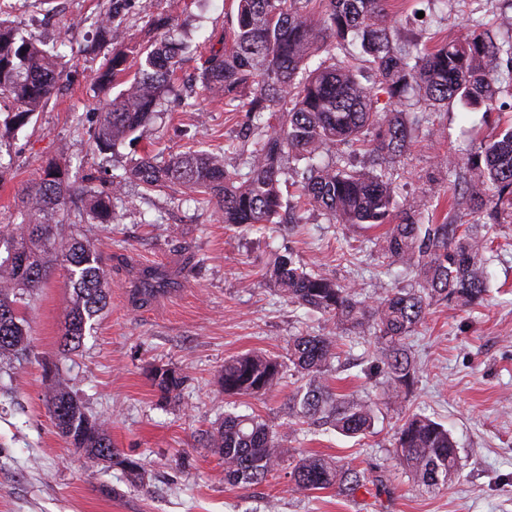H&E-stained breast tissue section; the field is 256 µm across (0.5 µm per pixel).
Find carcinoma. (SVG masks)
Wrapping results in <instances>:
<instances>
[{"instance_id":"1","label":"carcinoma","mask_w":512,"mask_h":512,"mask_svg":"<svg viewBox=\"0 0 512 512\" xmlns=\"http://www.w3.org/2000/svg\"><path fill=\"white\" fill-rule=\"evenodd\" d=\"M109 2L98 21L104 39L112 42V56L104 58L97 77L103 89L127 70L120 45L132 0ZM310 2L237 0L236 22L224 33V47L210 51L202 64V91L250 118L255 140L244 161L245 174L228 169L220 153L189 150L163 162L146 155L112 177L106 190L74 187L56 163L24 189L15 214L0 225V241L14 248L13 254L0 256L1 358L28 356L18 304L44 287L54 267L65 271L74 293L59 341L62 354L81 347L107 304L101 255L80 234L58 231L59 216L74 196L84 197L88 215L100 224L114 223L129 181L147 192L182 189L211 205L226 224H271L283 207L299 206L282 190V160L288 156L305 163L300 197L321 208L329 223L389 225L381 256L413 274L416 287L396 289L369 304L355 286L304 269L293 254L277 258L266 273L269 286L289 303L328 316L334 326L328 334L288 341V361L301 384L288 397L287 425L328 424L350 437L372 429L370 395L345 397L323 382L344 337L374 339L384 398L406 401L419 372L408 338L431 301L442 298L470 307L483 300L489 288V246L482 234H459L457 224H419L398 209L387 164L406 151L419 118L395 115L380 106V99H411L428 109L456 100L486 120L497 106H505L502 97L512 99V25L493 27L473 16L465 37L423 53L391 24L388 0H319L316 12L303 9ZM329 46L344 51V58L331 64L315 61ZM185 50L166 37L143 50L133 82L100 113L92 133L99 148L115 147L152 119ZM61 89L56 56L0 21V111L7 112L6 125H25ZM479 129L474 125L461 167L466 190L455 196V206L464 204L493 224H511L512 123L487 135ZM341 145L375 154L379 170H352L341 155L325 160ZM44 372L52 422L69 446L93 467H119L137 475L141 466L112 446L106 420L86 412L69 379L56 367ZM149 375L164 402L183 388L184 378L171 368L154 367ZM281 375L278 359L250 352L224 363L219 384L228 397H259ZM282 441L281 432L265 420L226 411L202 447L224 460V482L253 484L280 466L286 453ZM392 453L396 465L431 493L447 487L457 472L458 448L448 429L420 413L401 418ZM368 483L366 471L315 453L294 457L288 475V491L295 493L334 487L348 496Z\"/></svg>"}]
</instances>
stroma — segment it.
<instances>
[{
  "mask_svg": "<svg viewBox=\"0 0 512 512\" xmlns=\"http://www.w3.org/2000/svg\"><path fill=\"white\" fill-rule=\"evenodd\" d=\"M108 7L109 0H29L25 9L5 14L25 36L57 51L65 87L23 127L0 124L6 165L0 224L14 213L19 191L51 160L81 187L124 173L147 154L164 160L187 149L214 151L223 153L227 167L243 165L251 148L244 113L198 94L208 39L230 27L234 0H150L127 20L128 43L146 46L160 36L150 18L170 16L188 52L155 118L135 139L98 150L89 132L106 104L95 82L104 55L91 46ZM474 9L490 19L512 11V0H392L390 16L402 38L422 44L436 30L450 39L465 34ZM474 119L455 104L424 113L391 168L400 205L421 222L475 223L469 211L448 205L456 175L439 172L448 150L468 149L464 132ZM69 210L103 259L108 305L79 352L65 357L59 338L73 293L65 272L56 271L31 298L25 310L30 356L0 361V512H512V224L483 229L492 249L482 305L438 301L427 308L409 339L420 373L404 408L378 403L364 436L304 427L289 438L291 453L313 452L368 470L367 487L344 497L332 489L289 492L284 464L266 482L225 484L223 462L198 439L228 411L276 426L288 420L295 376L284 373L265 396L228 399L218 383L225 360L260 351L284 363L290 337L333 328L327 317L289 304L266 285L280 254L293 253L306 270L356 285L370 302L413 286L412 275L382 262V228L331 224L310 205L297 225L283 214L262 229L237 228L181 194L145 196L132 184L115 223H92L77 199ZM146 269L163 282L143 295L138 281ZM376 358L372 338L343 339L326 381L340 394L378 395L369 375ZM47 363L69 378L90 413L108 420L113 446L139 462L142 478L89 467L57 434L45 398ZM154 366L186 379L169 403H159L148 377ZM406 409L442 424L456 442L460 473L446 489L425 492L395 465L393 437Z\"/></svg>",
  "mask_w": 512,
  "mask_h": 512,
  "instance_id": "1",
  "label": "stroma"
}]
</instances>
